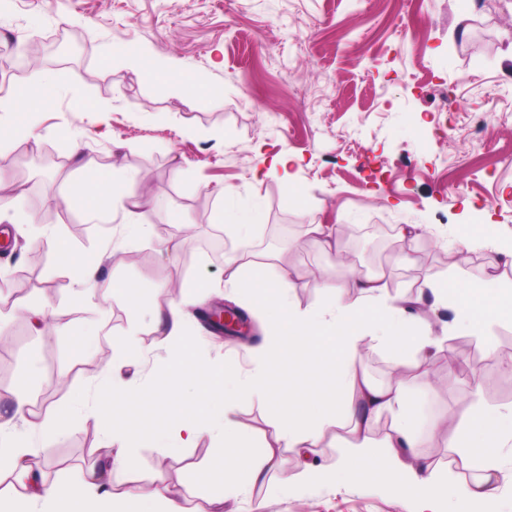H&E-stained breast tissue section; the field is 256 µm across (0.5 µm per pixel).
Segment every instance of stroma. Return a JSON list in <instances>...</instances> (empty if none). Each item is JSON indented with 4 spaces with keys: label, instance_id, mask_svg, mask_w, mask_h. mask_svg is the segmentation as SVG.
<instances>
[{
    "label": "stroma",
    "instance_id": "1",
    "mask_svg": "<svg viewBox=\"0 0 512 512\" xmlns=\"http://www.w3.org/2000/svg\"><path fill=\"white\" fill-rule=\"evenodd\" d=\"M79 27L73 66L52 67L54 86L37 115L0 116L32 135L0 149V171L25 183L19 211L0 213L12 246L0 250L3 286L21 275L25 299L45 302L32 319L0 309V411L7 395L30 377L31 418L46 419L92 397L106 368L126 382L146 383L166 355L168 341L153 322L157 284L195 281L205 295L188 306L189 336L207 339L218 365L239 339L211 333L198 309L233 302L224 288V262L267 261L288 268L290 301L304 311L322 306L317 280L346 286L354 276H378L391 297L410 295L429 271L457 280L481 277L512 286V263L488 265L474 246L466 263L456 250L463 234L512 237V0H0V59L11 46ZM164 61L170 75L146 78L128 65L126 51ZM199 77L220 87L207 103L182 93L178 80ZM456 88L446 99L442 84ZM487 115L481 139L467 133L468 116ZM447 118L450 130L435 126ZM95 153L98 166L76 171L72 139ZM287 152L291 178L265 172L260 156ZM139 175V195L159 196L185 213L187 225L148 212V236L121 243V216L102 221L60 201L72 181L104 185L113 164ZM237 200L259 196L267 218L241 236L216 221L224 189ZM311 224H331L349 264L311 243ZM417 224L418 237L395 234ZM54 230L71 252L101 262L96 288L74 296L72 274L43 237ZM174 241L175 252L161 244ZM136 285L139 304L114 292ZM437 351L422 370L402 367L401 349H362V369L391 383L402 367L405 392L421 436L420 454L438 476L456 473L460 457L447 427L476 405L512 403V322L490 321L482 337L450 333L452 307L424 299ZM138 323L135 357L113 363L110 354ZM106 325L102 348L82 353L73 338ZM234 419L255 438L271 436V409L257 398H234ZM76 430L56 436L49 454L32 460L47 480L77 476L94 466L108 442L91 408ZM215 440L201 434L171 456L159 448L136 451L135 487L167 489L186 512H416L409 490L370 482L296 488L297 459L281 449L266 480L235 499L194 482L210 465Z\"/></svg>",
    "mask_w": 512,
    "mask_h": 512
}]
</instances>
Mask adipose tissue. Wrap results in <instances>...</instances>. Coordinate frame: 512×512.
Wrapping results in <instances>:
<instances>
[{
    "instance_id": "adipose-tissue-1",
    "label": "adipose tissue",
    "mask_w": 512,
    "mask_h": 512,
    "mask_svg": "<svg viewBox=\"0 0 512 512\" xmlns=\"http://www.w3.org/2000/svg\"><path fill=\"white\" fill-rule=\"evenodd\" d=\"M63 200L90 217H106L122 210L125 237L150 232L149 225L141 220L144 204L137 194L136 178L120 165H113L112 179L103 191L77 182ZM225 272V287L239 295L244 306L272 318L271 344L250 353L264 369L249 384L239 383L236 366L215 371L194 356L192 343L185 337V314L179 304L156 306L157 327L183 348L176 363L178 372L188 380L205 383L225 398L223 406L208 411L218 447L214 461L202 474L203 482L218 489L223 498L237 497L246 486L265 480L280 449L286 448L306 462L299 474L303 487L379 478L387 488L412 490L419 499V512H438L440 503L448 499L454 502L452 512H473L494 495L499 474L512 467V404L476 407L463 424L452 429V447L461 449L478 473L474 482L453 487L447 479L436 477L429 459L416 451L418 437L403 385L374 382L353 354L363 346L406 349L414 368H422L432 345L429 319L415 310L422 294L453 303L460 326L476 334L487 318H512V289L429 273L416 295L393 301L385 284L374 276L359 279L349 288L319 280L315 286L329 297V305L298 312L289 300L287 269L273 270L264 263L232 259ZM281 384L288 388L284 402L277 391ZM171 388L170 378L162 376L155 377L147 391L102 375L95 386L94 409L101 420H112L116 447L86 474L46 483L36 480L27 462V436L15 430L16 420L24 417L29 404L27 385L19 383L11 393V417L0 419V476H8L23 490L9 501L12 512H184L162 490L144 493L125 484L126 474L136 466L135 449L147 446L172 452L189 447L199 435L190 403L175 435L165 419L145 426L130 415L132 406L146 400L157 409H165ZM243 390L275 406L273 434L259 444L231 416V396ZM384 414L393 420L392 432L378 442L369 431L373 421ZM334 426L349 429L353 439L350 456L329 468L308 463L310 452Z\"/></svg>"
}]
</instances>
